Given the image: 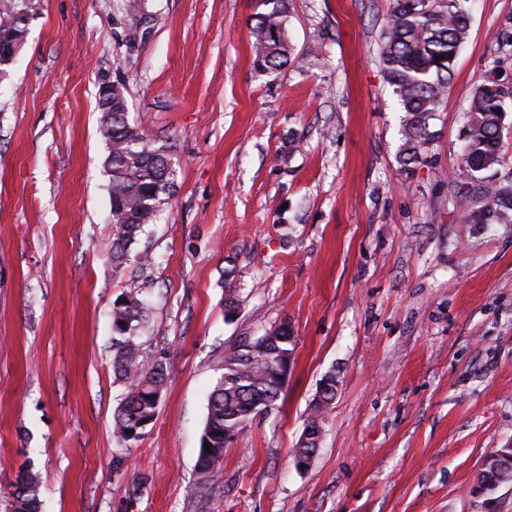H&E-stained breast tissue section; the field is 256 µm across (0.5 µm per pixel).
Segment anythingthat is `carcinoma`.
Listing matches in <instances>:
<instances>
[{"label": "carcinoma", "instance_id": "cac0c4a2", "mask_svg": "<svg viewBox=\"0 0 512 512\" xmlns=\"http://www.w3.org/2000/svg\"><path fill=\"white\" fill-rule=\"evenodd\" d=\"M264 10L256 14L253 30L254 64L263 71L288 63L286 37L288 0H259ZM30 0H0V37L23 40L27 27L21 17L29 14ZM471 0H392L380 32V63L405 112L401 166L428 159L430 130L444 102L458 49L471 24ZM127 84L99 92L100 127L107 142L105 172L108 176L112 224V271L134 262L150 266L148 252L131 254V246L169 203L174 169L169 147L156 145L129 120ZM512 90L497 79L477 87L465 113L461 131L462 164L471 173L493 169L502 161L506 100ZM470 224H511L512 183L484 189L480 204L467 214ZM126 303L112 309V372L123 394L112 416V434L120 448L112 456L114 469L124 464L123 449L139 442L153 421L169 378L165 362L149 361L140 339L145 330L146 306L130 292ZM292 337L283 323L261 336L224 350L223 373L208 396L207 415L197 459L198 483L205 485L220 471L224 449L260 413L274 409L288 383L293 361ZM41 485L37 474L23 473L12 493L10 512H41Z\"/></svg>", "mask_w": 512, "mask_h": 512}]
</instances>
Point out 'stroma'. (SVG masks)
<instances>
[{
  "mask_svg": "<svg viewBox=\"0 0 512 512\" xmlns=\"http://www.w3.org/2000/svg\"><path fill=\"white\" fill-rule=\"evenodd\" d=\"M389 5L290 0L291 58L262 72L257 0H143L139 18L125 0H32L0 77V512L26 468L43 512H512V485L472 491L512 444V223L467 222L477 185L459 140L475 88L512 86V0H472L430 160L410 171L379 60ZM120 76L130 120L175 170L131 247L151 254L143 273L112 270L98 96ZM134 290L144 352L170 376L116 471L112 305ZM283 323L285 392L199 488L225 347ZM330 374L338 394L300 470L290 451Z\"/></svg>",
  "mask_w": 512,
  "mask_h": 512,
  "instance_id": "stroma-1",
  "label": "stroma"
}]
</instances>
